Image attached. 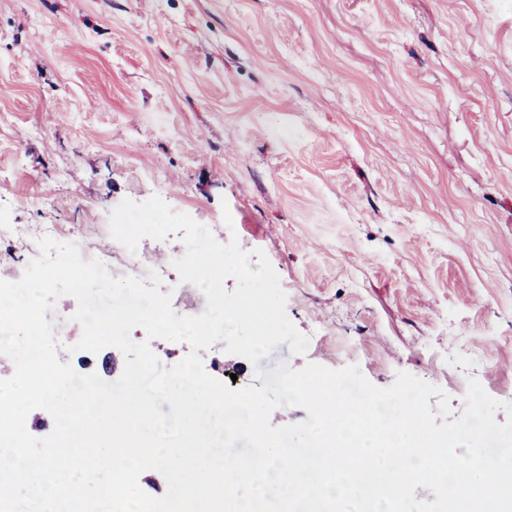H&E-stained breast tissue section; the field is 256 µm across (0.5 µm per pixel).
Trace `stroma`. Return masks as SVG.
I'll return each instance as SVG.
<instances>
[{"instance_id": "obj_1", "label": "stroma", "mask_w": 512, "mask_h": 512, "mask_svg": "<svg viewBox=\"0 0 512 512\" xmlns=\"http://www.w3.org/2000/svg\"><path fill=\"white\" fill-rule=\"evenodd\" d=\"M154 195L262 250L309 338L255 366L219 341L206 371L512 402V0H0V225L119 265L110 215ZM138 249L205 310L180 235ZM59 228L54 224H37V225H15L8 232L3 233L0 228V242L5 237L27 238L30 241L37 242L43 236L54 237Z\"/></svg>"}]
</instances>
